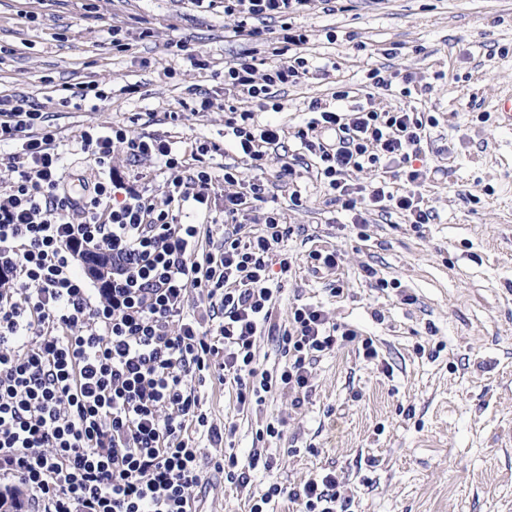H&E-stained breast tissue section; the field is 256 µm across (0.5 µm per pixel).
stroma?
I'll return each mask as SVG.
<instances>
[{"label":"stroma","instance_id":"35a3bbf8","mask_svg":"<svg viewBox=\"0 0 512 512\" xmlns=\"http://www.w3.org/2000/svg\"><path fill=\"white\" fill-rule=\"evenodd\" d=\"M291 24L308 37L310 72L279 95L280 111L255 114L287 134L265 170L267 205L292 228V273L273 316L284 326L294 306L317 304L359 339L320 355L298 407L280 389L244 410L231 385L206 383L204 409L224 431L222 449L206 455L245 460L258 450L275 466L250 471L243 485L206 467L196 512H246L270 484L330 470L347 512H512V129L491 115L512 90V0H337L332 11L313 0ZM116 25L129 51H113ZM235 25L224 0H0V96L43 106L72 187L97 174L76 149L80 134L113 124L132 137L219 144L209 165L235 167L245 185L256 172L225 142L224 96L211 78L252 48ZM192 49L209 70L190 63ZM375 68L391 73L388 87H374ZM88 81L107 99L62 105L65 88ZM199 89L213 94L209 111L189 109ZM340 90L436 118L420 156L438 170L422 189L429 224L413 228L394 211L370 216L363 235L345 229L293 137L310 104ZM287 162L289 188L278 179ZM314 249L338 250L339 269L313 267ZM368 266L387 287L366 277ZM365 338L376 358L365 356ZM269 422L280 437L258 438Z\"/></svg>","mask_w":512,"mask_h":512}]
</instances>
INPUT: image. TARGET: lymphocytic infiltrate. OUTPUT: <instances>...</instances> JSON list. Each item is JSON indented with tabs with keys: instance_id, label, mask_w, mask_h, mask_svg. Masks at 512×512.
<instances>
[{
	"instance_id": "f902f5d3",
	"label": "lymphocytic infiltrate",
	"mask_w": 512,
	"mask_h": 512,
	"mask_svg": "<svg viewBox=\"0 0 512 512\" xmlns=\"http://www.w3.org/2000/svg\"><path fill=\"white\" fill-rule=\"evenodd\" d=\"M310 2L224 0L237 17L235 35L267 52L224 65L232 101L224 125L259 172L283 130L253 123L252 109L280 110L278 91L308 73L305 34L271 37L260 23L286 21ZM310 108L313 119L294 137L333 205L352 212L357 226L390 210L416 227L429 222L420 188L430 171L416 160L434 117L402 107ZM78 148L102 176L77 194L61 174L42 107L0 96V166L10 173L0 192V486L21 487L28 512H192L200 443L224 440L197 382L222 370L244 407L279 385L299 393L321 353L358 338L314 304L295 307L287 328L273 321L270 272L291 269L275 253L291 229L271 210L260 234L247 232V216L269 193L260 176L240 191L225 168L224 234L201 250V225L183 223L182 213L210 211L219 178L205 157L217 144L185 152L168 136L134 138L112 125L82 132ZM119 151L127 163L160 167L164 203L125 182L112 165ZM367 168L403 169L406 185L351 181ZM262 331L284 357L273 373L259 368L253 350ZM361 343L374 357L371 341ZM340 488L333 472L294 487L274 483L247 508L269 512L286 498L303 512H341Z\"/></svg>"
}]
</instances>
